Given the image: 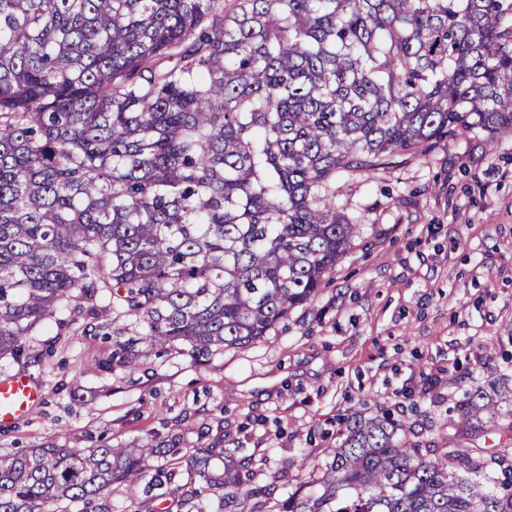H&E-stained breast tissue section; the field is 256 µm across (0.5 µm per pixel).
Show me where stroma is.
Instances as JSON below:
<instances>
[{"instance_id":"35a3bbf8","label":"stroma","mask_w":512,"mask_h":512,"mask_svg":"<svg viewBox=\"0 0 512 512\" xmlns=\"http://www.w3.org/2000/svg\"><path fill=\"white\" fill-rule=\"evenodd\" d=\"M336 205L364 232L314 300L268 336L195 361L144 349L135 371L106 367L113 336L67 309L36 328L21 361L43 399L9 428L0 453L47 440L69 448L223 435L254 461L257 483L295 485L293 461H324L342 419L392 409L407 437L442 452L448 408L462 393L512 382V132L442 140L373 174L337 178ZM111 512H194L142 485H112Z\"/></svg>"}]
</instances>
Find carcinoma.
<instances>
[{
    "label": "carcinoma",
    "instance_id": "obj_1",
    "mask_svg": "<svg viewBox=\"0 0 512 512\" xmlns=\"http://www.w3.org/2000/svg\"><path fill=\"white\" fill-rule=\"evenodd\" d=\"M512 129V0H0V359L75 292L129 321L112 359L243 347L316 296L360 236L336 178ZM499 416L481 388L448 411ZM384 410L343 418L276 512H512V451L436 456ZM224 435L0 457V512H109L153 457L186 500L265 512Z\"/></svg>",
    "mask_w": 512,
    "mask_h": 512
}]
</instances>
